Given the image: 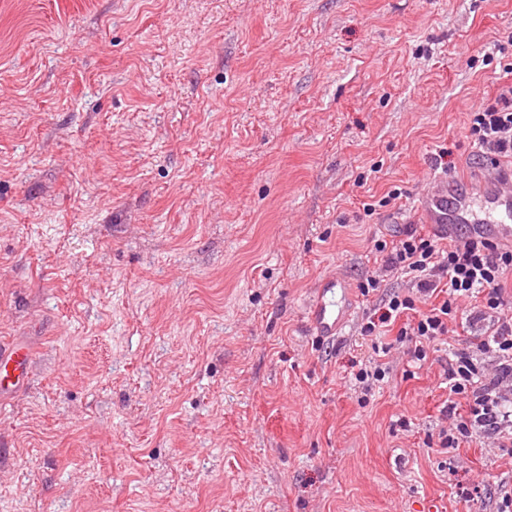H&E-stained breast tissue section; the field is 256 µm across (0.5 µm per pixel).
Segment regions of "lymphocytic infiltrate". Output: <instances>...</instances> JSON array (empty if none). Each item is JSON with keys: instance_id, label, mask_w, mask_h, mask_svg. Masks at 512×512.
I'll use <instances>...</instances> for the list:
<instances>
[{"instance_id": "lymphocytic-infiltrate-1", "label": "lymphocytic infiltrate", "mask_w": 512, "mask_h": 512, "mask_svg": "<svg viewBox=\"0 0 512 512\" xmlns=\"http://www.w3.org/2000/svg\"><path fill=\"white\" fill-rule=\"evenodd\" d=\"M469 133L482 157L512 158V85L500 87L493 103L479 104L469 114ZM381 271L408 277L413 292L392 295L379 316L368 317L363 335L397 325V344L406 346L411 362L426 361L437 341L448 333L459 303L473 300L468 316L484 330L466 349L448 360V402L442 412L449 424L428 439L443 453L480 432L500 448L512 447V317L503 316L512 294V246L482 237L449 241L440 247L433 237L406 227L393 245L377 244ZM425 311H417L419 303ZM411 320H404L405 312Z\"/></svg>"}]
</instances>
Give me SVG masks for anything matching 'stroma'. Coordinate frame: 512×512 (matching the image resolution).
<instances>
[{
	"instance_id": "stroma-1",
	"label": "stroma",
	"mask_w": 512,
	"mask_h": 512,
	"mask_svg": "<svg viewBox=\"0 0 512 512\" xmlns=\"http://www.w3.org/2000/svg\"><path fill=\"white\" fill-rule=\"evenodd\" d=\"M511 83L512 0H0V512H499L511 453L424 444L470 333L410 363L360 286ZM336 288L341 291V301L336 304L333 296ZM352 300L348 298L347 285L336 278L324 281L310 307V327L316 336L332 338L349 322L352 313ZM33 353L25 346H0V398L20 389L30 377ZM386 376V369L383 367V363L371 362L362 363L355 374V379L359 384V388L364 391L365 394L372 390V386L375 383H379Z\"/></svg>"
}]
</instances>
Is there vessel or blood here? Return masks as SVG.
<instances>
[{
  "instance_id": "b4317fda",
  "label": "vessel or blood",
  "mask_w": 512,
  "mask_h": 512,
  "mask_svg": "<svg viewBox=\"0 0 512 512\" xmlns=\"http://www.w3.org/2000/svg\"><path fill=\"white\" fill-rule=\"evenodd\" d=\"M419 212L425 224L444 237H484L512 245V167L483 165L475 179L461 181L437 176L422 194ZM346 283L324 281L310 307V327L331 338L345 327L352 313L350 298H337ZM33 353L25 346H0V398L12 395L28 380Z\"/></svg>"
}]
</instances>
